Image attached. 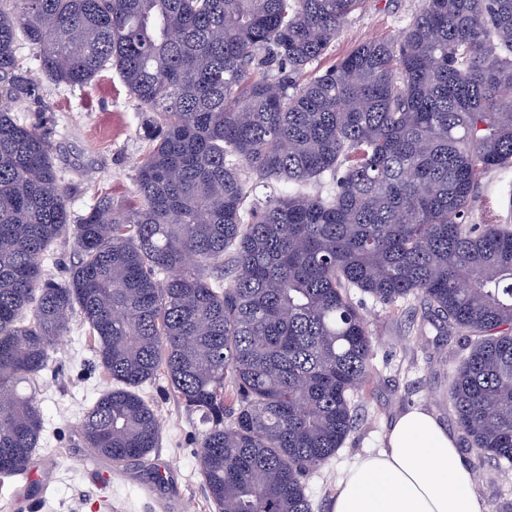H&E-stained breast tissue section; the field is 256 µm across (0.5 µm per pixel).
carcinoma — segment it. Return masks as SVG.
<instances>
[{
	"instance_id": "cac0c4a2",
	"label": "carcinoma",
	"mask_w": 512,
	"mask_h": 512,
	"mask_svg": "<svg viewBox=\"0 0 512 512\" xmlns=\"http://www.w3.org/2000/svg\"><path fill=\"white\" fill-rule=\"evenodd\" d=\"M364 2L0 0V476L39 448L77 311L112 382L81 423L97 457L146 463L161 424L139 389L161 375L204 425L215 512H313L302 479L355 428L374 352L353 288L477 337L448 400L473 468L512 472V228L469 223L484 173L512 167V0H424L298 82ZM21 41L57 84L116 69L152 113L125 212L103 195L71 216L46 134L12 115L40 95ZM67 241L59 282L44 262ZM45 262V269L56 281H62L76 264L77 256L71 243H60L52 247Z\"/></svg>"
}]
</instances>
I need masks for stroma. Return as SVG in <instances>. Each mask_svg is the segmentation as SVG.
Wrapping results in <instances>:
<instances>
[{"mask_svg":"<svg viewBox=\"0 0 512 512\" xmlns=\"http://www.w3.org/2000/svg\"><path fill=\"white\" fill-rule=\"evenodd\" d=\"M423 0H366L349 17L328 51L311 66L319 71L374 38L398 36ZM16 54L29 75L41 85L39 100L14 107L20 123L40 125L51 140L62 184L78 187L70 209L79 213L101 195L124 211L134 196L136 169L148 151L147 113L139 110L116 72L106 71L84 87L45 80L31 49L17 44ZM512 168L489 171L472 204L474 224H511ZM364 315L375 349L368 383L351 397L356 427L335 455L303 478L313 512H330L341 474L354 459L383 447L387 428L401 411L428 409L454 436H461L448 403V388L461 348L457 331L423 325V305L410 296L388 305L352 290ZM164 379L145 384L141 392L158 412L162 436L145 467L120 468L95 461L80 437L86 410L111 383L97 367L94 344L80 317L52 353L37 395L44 418L41 445L30 483L38 493L19 512H160L159 502L174 512H215L197 468L195 442L202 429L198 416L188 414L165 396ZM164 481L150 485V470ZM153 486L156 504L146 502L145 486Z\"/></svg>","mask_w":512,"mask_h":512,"instance_id":"obj_1","label":"stroma"}]
</instances>
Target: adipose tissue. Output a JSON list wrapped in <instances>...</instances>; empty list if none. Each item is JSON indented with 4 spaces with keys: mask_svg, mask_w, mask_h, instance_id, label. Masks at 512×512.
Segmentation results:
<instances>
[{
    "mask_svg": "<svg viewBox=\"0 0 512 512\" xmlns=\"http://www.w3.org/2000/svg\"><path fill=\"white\" fill-rule=\"evenodd\" d=\"M332 512H482V505L456 439L429 410L413 407L393 419L383 448L357 457Z\"/></svg>",
    "mask_w": 512,
    "mask_h": 512,
    "instance_id": "1",
    "label": "adipose tissue"
}]
</instances>
